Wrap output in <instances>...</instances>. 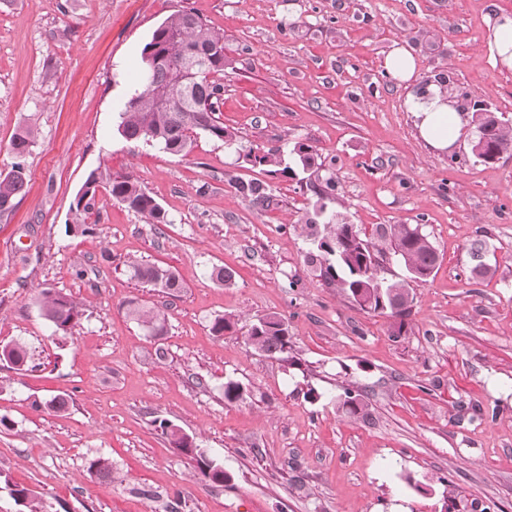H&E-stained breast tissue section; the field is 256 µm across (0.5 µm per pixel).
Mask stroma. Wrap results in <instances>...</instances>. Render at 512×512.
Returning <instances> with one entry per match:
<instances>
[{"mask_svg":"<svg viewBox=\"0 0 512 512\" xmlns=\"http://www.w3.org/2000/svg\"><path fill=\"white\" fill-rule=\"evenodd\" d=\"M185 8L224 36L218 117L236 139L201 133L173 156L117 127L145 43ZM501 14L512 0H0V173L15 132L37 130L25 192L0 214V347L28 350L23 369L0 360V416L13 423L0 430V512H23L12 485L45 512H166L176 496L184 512H512V153L485 163L466 139L435 152L406 106L410 89L442 81L464 119L481 104L512 122V69L486 47ZM397 44L417 62L407 88L383 74ZM298 142L334 176L327 211L376 240L381 278L406 276L381 226L418 224L433 241L440 264L411 285L406 336L306 266L299 226L322 181L244 159ZM97 168L135 178L166 223L102 184L86 233L68 231ZM248 181L266 184L270 207L237 192ZM478 240L492 272L476 282ZM132 259L172 267L181 291L131 279ZM214 265L233 285L209 279ZM44 288L82 303L72 338L41 316ZM133 300L167 315L164 335L128 315ZM269 314L287 322L302 369L249 344ZM223 315L236 328L213 335ZM230 379L248 386L243 401L225 402ZM357 384L365 422L336 404ZM56 397L65 412L49 408ZM162 419L229 482L204 478ZM100 456L113 481L90 472Z\"/></svg>","mask_w":512,"mask_h":512,"instance_id":"1","label":"stroma"}]
</instances>
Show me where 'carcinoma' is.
I'll return each instance as SVG.
<instances>
[{"label": "carcinoma", "instance_id": "obj_1", "mask_svg": "<svg viewBox=\"0 0 512 512\" xmlns=\"http://www.w3.org/2000/svg\"><path fill=\"white\" fill-rule=\"evenodd\" d=\"M202 53L209 57L208 66L196 78V99L185 102L176 97L182 84L183 75L177 64L170 63L152 67L149 62L164 52L170 56L178 51ZM224 73V36L214 31L206 21L191 9H182L172 14L161 24L144 46L139 70V86L134 90L137 103L124 108L118 131L128 141H144L161 146L169 154L185 155L191 145V134L205 133L224 142L234 141V134L218 121L216 112L222 103L224 86L214 80V76ZM36 138V131L28 126L20 130L12 139L10 151L15 155L13 171L0 176V214L13 210L15 200L27 186V175L23 158L28 154ZM475 157L484 162H493L504 153L512 152V125L501 118H488L476 128L471 143ZM295 164L304 171L315 170L321 175L324 186L321 197L333 194L336 182L329 172H321L322 165L316 163L312 147L296 143L291 149ZM245 160L269 167L273 175H293L294 168L284 164L280 152L271 151L256 155L250 151ZM103 174L97 170L90 172L82 190L76 195L72 205L73 229L85 224V215L91 208L97 184ZM112 198L127 208L143 216L150 224H165L167 216L159 203L129 176H108ZM236 189L259 204L270 203L266 188L258 182L238 183ZM311 248L306 253V262L319 271V276L361 309L392 319L391 336L398 338L408 332V317L411 315L413 295L409 281H386L377 275L376 245L354 226L343 222L333 214L322 224L308 221L305 224ZM381 236L390 240L394 253L404 263L410 281L426 280L439 261L438 251L420 225L391 224L381 228ZM483 243L472 246V254L477 263L471 273L475 280L491 272L490 266L480 261ZM131 278L150 287L159 288L167 294H174L183 288L176 272L156 264L131 261L126 264ZM213 282L229 286L234 274L222 266L213 265L207 271ZM41 315L50 323L54 333L62 337L71 336L80 325L82 310L80 303L72 296L44 288L38 297ZM129 313L153 336H162L166 330L165 315L153 308L131 302ZM248 341L259 353L285 362L291 366H301L295 355L293 337L288 324L276 315L258 319L249 330ZM0 356L8 360L16 369L27 363V348L20 342H13L0 349ZM248 388L240 381L224 383V401L236 403L244 399ZM336 404L349 415L365 420L369 417V406L362 394L346 388L336 395ZM162 433L170 438L171 444L179 451L194 455L196 468L201 475L217 485L224 484L228 476L224 467L206 454L196 450L189 437L166 420L159 422ZM89 469L99 478L112 481V463L105 457L91 461ZM11 494L25 507V512H44L41 501L26 488H13Z\"/></svg>", "mask_w": 512, "mask_h": 512}]
</instances>
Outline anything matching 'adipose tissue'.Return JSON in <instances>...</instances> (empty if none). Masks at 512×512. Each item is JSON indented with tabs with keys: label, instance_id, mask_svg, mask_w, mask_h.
Listing matches in <instances>:
<instances>
[{
	"label": "adipose tissue",
	"instance_id": "1",
	"mask_svg": "<svg viewBox=\"0 0 512 512\" xmlns=\"http://www.w3.org/2000/svg\"><path fill=\"white\" fill-rule=\"evenodd\" d=\"M421 137L435 150L449 151L465 133L466 122L452 96L438 85L409 95L406 101Z\"/></svg>",
	"mask_w": 512,
	"mask_h": 512
}]
</instances>
